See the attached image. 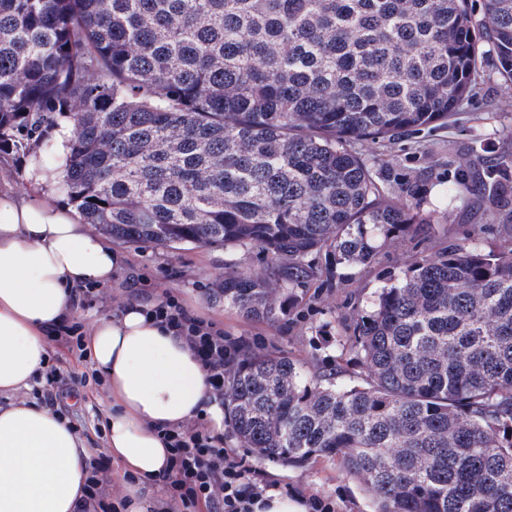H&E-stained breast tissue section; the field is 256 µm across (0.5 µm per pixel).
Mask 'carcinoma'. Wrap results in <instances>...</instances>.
<instances>
[{
    "mask_svg": "<svg viewBox=\"0 0 512 512\" xmlns=\"http://www.w3.org/2000/svg\"><path fill=\"white\" fill-rule=\"evenodd\" d=\"M512 84V0H0V155L131 245L222 246L224 307L274 322L334 265L425 232L354 149L458 120L483 47ZM71 125L65 151L57 135ZM512 154L461 183L495 218ZM325 252L318 268L309 257ZM353 379L246 350L225 375L240 446L336 460L374 512H512V247L442 243L357 311Z\"/></svg>",
    "mask_w": 512,
    "mask_h": 512,
    "instance_id": "cac0c4a2",
    "label": "carcinoma"
}]
</instances>
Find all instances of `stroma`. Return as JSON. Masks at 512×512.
<instances>
[{
    "label": "stroma",
    "mask_w": 512,
    "mask_h": 512,
    "mask_svg": "<svg viewBox=\"0 0 512 512\" xmlns=\"http://www.w3.org/2000/svg\"><path fill=\"white\" fill-rule=\"evenodd\" d=\"M362 154L376 163V171L390 190L415 184L425 210L447 209V222L434 225L431 235L406 237L399 246L384 249L377 264L359 268L338 266L332 282L312 280L286 317L275 325L248 321L226 310L215 291L228 264L243 272L266 268L264 255L231 254L221 247L119 245L122 267L109 287L104 302L80 307L74 322L91 321L114 314L122 300L158 302L176 296L188 309L215 323L232 337L272 347L309 369L333 367L341 354L336 339L354 309L367 306L375 292L390 284L412 259L427 254L432 242L454 246L476 242L486 249L505 245L498 221L487 218L480 198L467 196L444 203L442 193L457 186L471 168L491 164L512 152V85L504 83L494 52H485L473 95L464 101L457 123L401 136L384 144H364ZM48 364L55 370L52 382L38 380L21 390L20 398L51 405L89 438L96 452L107 451L104 416L107 388L87 359L83 348L67 347L50 340ZM54 400H47V392ZM251 466L268 480L277 481L304 495L332 499L336 512H373L370 493L348 476L335 460L321 457L301 466L284 467L267 460L251 459Z\"/></svg>",
    "instance_id": "1"
}]
</instances>
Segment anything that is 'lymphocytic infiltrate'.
I'll return each mask as SVG.
<instances>
[{"mask_svg":"<svg viewBox=\"0 0 512 512\" xmlns=\"http://www.w3.org/2000/svg\"><path fill=\"white\" fill-rule=\"evenodd\" d=\"M156 319L176 335L182 336L208 371L214 397L224 394V367L244 347L241 339L225 336L223 329L188 310L173 296L153 304ZM170 462L162 481L170 493L156 512H170L178 505L193 512L198 505L215 512H253L255 503L270 488L269 482L255 477L244 457L224 446L222 434L210 431L199 422L166 431ZM110 461L104 456L92 458L84 483L86 512H119L124 503L104 492V475Z\"/></svg>","mask_w":512,"mask_h":512,"instance_id":"obj_1","label":"lymphocytic infiltrate"}]
</instances>
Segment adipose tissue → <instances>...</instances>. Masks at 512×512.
<instances>
[{
  "label": "adipose tissue",
  "instance_id": "adipose-tissue-1",
  "mask_svg": "<svg viewBox=\"0 0 512 512\" xmlns=\"http://www.w3.org/2000/svg\"><path fill=\"white\" fill-rule=\"evenodd\" d=\"M122 255L45 180L24 197L0 193V512H81L93 451L67 419L18 399L40 376L78 289L108 286ZM85 347L112 401L108 450L126 487L127 512H145L140 485L165 471L164 428L202 417L222 423L208 373L183 338L156 324L145 304L127 301L92 321Z\"/></svg>",
  "mask_w": 512,
  "mask_h": 512
}]
</instances>
